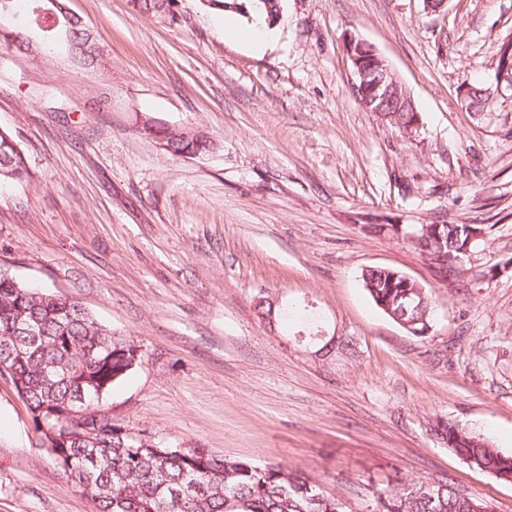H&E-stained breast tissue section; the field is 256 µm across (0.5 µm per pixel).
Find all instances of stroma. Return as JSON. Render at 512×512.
Returning a JSON list of instances; mask_svg holds the SVG:
<instances>
[{"label":"stroma","instance_id":"1","mask_svg":"<svg viewBox=\"0 0 512 512\" xmlns=\"http://www.w3.org/2000/svg\"><path fill=\"white\" fill-rule=\"evenodd\" d=\"M69 6L97 65L0 47V130L29 170L0 182V271L138 347L103 399L115 422L299 470L347 512H369L371 486L396 479L445 480L512 512V483L431 430L442 418L512 454V87L496 81L512 0L436 13L424 0H281L260 50L225 39L202 0H179L173 19L131 0ZM351 36L411 96L412 136L357 100ZM473 83L491 90L484 111L461 100ZM146 118L219 147L169 156L137 133ZM450 222L479 235L443 271L408 236ZM372 267L426 288L428 335L376 307ZM267 292L311 309L323 337L262 322ZM327 336L338 345L323 357ZM93 510L0 379V512Z\"/></svg>","mask_w":512,"mask_h":512}]
</instances>
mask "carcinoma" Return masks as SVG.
<instances>
[{"label": "carcinoma", "instance_id": "1", "mask_svg": "<svg viewBox=\"0 0 512 512\" xmlns=\"http://www.w3.org/2000/svg\"><path fill=\"white\" fill-rule=\"evenodd\" d=\"M45 0H0V32L5 18L18 17L21 25H9L0 36V46L21 49L27 29L35 28L42 41L34 48L46 53L60 46L78 50L90 31L84 22L72 29L55 25L53 17L39 10ZM178 0H134L139 9L175 19ZM279 0H212L209 8L230 10L251 19L258 8L276 15ZM28 177L23 151L8 132L0 131V181H22ZM457 227L446 224L440 235L427 238L423 248L431 254L443 250L456 253ZM364 288L375 305L393 321L416 322L432 318V303L421 304L402 279L384 267L363 273ZM258 316L281 324L315 323V315L280 304L276 308L256 302ZM38 322L39 341L23 357L8 363L9 377L27 385L25 406L35 429L58 425L48 416L49 408L72 404L82 392L86 402L108 392L135 367V347L112 334L80 304L53 294L35 297L32 289L0 274V336L18 340V323ZM112 337L105 346L100 337ZM81 425L98 432L99 447L86 448L75 440L57 449L60 457L93 484L90 501L94 512H346L341 500L324 493L302 473L280 464H258L248 459L218 457L203 448H146L94 412ZM434 434L446 441L465 463L500 481L512 476V455L504 454L491 441L459 424L435 420ZM415 480L402 481L373 492L371 512H491L487 502L459 492L447 482L427 490Z\"/></svg>", "mask_w": 512, "mask_h": 512}]
</instances>
